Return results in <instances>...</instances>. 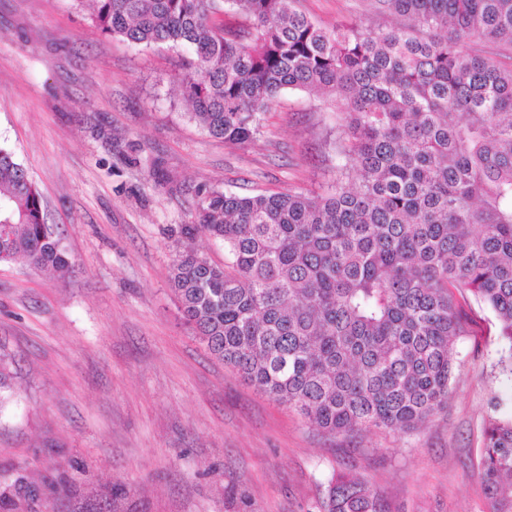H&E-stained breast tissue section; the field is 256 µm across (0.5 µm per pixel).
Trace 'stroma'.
<instances>
[{
  "instance_id": "35a3bbf8",
  "label": "stroma",
  "mask_w": 512,
  "mask_h": 512,
  "mask_svg": "<svg viewBox=\"0 0 512 512\" xmlns=\"http://www.w3.org/2000/svg\"><path fill=\"white\" fill-rule=\"evenodd\" d=\"M180 56L101 33L76 0H0V147L71 261L0 264V512H322L339 471L386 512H491L483 428L512 417V374L488 311L456 343L447 408L409 433L324 434L194 338L170 276L197 188L318 189L336 115L286 91L224 144L192 119Z\"/></svg>"
}]
</instances>
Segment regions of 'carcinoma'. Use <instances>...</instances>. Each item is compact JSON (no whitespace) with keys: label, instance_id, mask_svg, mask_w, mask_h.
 Masks as SVG:
<instances>
[{"label":"carcinoma","instance_id":"carcinoma-1","mask_svg":"<svg viewBox=\"0 0 512 512\" xmlns=\"http://www.w3.org/2000/svg\"><path fill=\"white\" fill-rule=\"evenodd\" d=\"M92 25L186 50L180 93L208 135L249 144L286 89L337 114L321 193L197 192L171 287L207 350L323 432L424 426L448 406L463 303L512 345V0H367L322 25L298 0H77ZM239 18L230 27L219 16ZM0 263L66 270L42 195L0 147ZM492 512H512V417H490L481 456ZM324 512H383L359 477L329 480ZM194 246L200 254L212 263L224 265V242L199 235L194 240Z\"/></svg>","mask_w":512,"mask_h":512}]
</instances>
